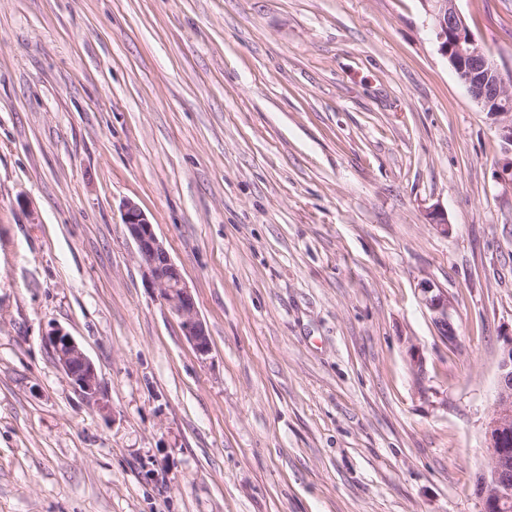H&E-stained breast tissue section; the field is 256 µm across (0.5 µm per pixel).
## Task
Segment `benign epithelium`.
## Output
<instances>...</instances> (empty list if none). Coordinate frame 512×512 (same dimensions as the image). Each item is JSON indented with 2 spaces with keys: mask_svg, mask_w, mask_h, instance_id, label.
<instances>
[{
  "mask_svg": "<svg viewBox=\"0 0 512 512\" xmlns=\"http://www.w3.org/2000/svg\"><path fill=\"white\" fill-rule=\"evenodd\" d=\"M439 51L459 74L470 97L484 109H493L497 137L504 149L512 148V114L496 108L508 95L497 65L482 47L459 11L456 0H433L426 7ZM122 224L133 240L146 280L158 292L163 305L177 317L195 353L202 359L212 350L211 339L180 268L157 237L153 224L133 201L123 205ZM422 302L441 336L456 338L448 292L429 280L418 284ZM56 361L66 376L87 398L101 392V381L93 362L75 339L61 329L48 336ZM486 467L478 477L476 495L480 512L512 509V340L503 352L494 411L486 424Z\"/></svg>",
  "mask_w": 512,
  "mask_h": 512,
  "instance_id": "7a95c632",
  "label": "benign epithelium"
}]
</instances>
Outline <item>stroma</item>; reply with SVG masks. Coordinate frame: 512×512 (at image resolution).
Returning a JSON list of instances; mask_svg holds the SVG:
<instances>
[{
	"mask_svg": "<svg viewBox=\"0 0 512 512\" xmlns=\"http://www.w3.org/2000/svg\"><path fill=\"white\" fill-rule=\"evenodd\" d=\"M456 4L512 77V0ZM505 159L420 0H0V512H479ZM129 200L207 359L143 276ZM122 223L133 240L146 280L163 305L177 317L188 342L200 359L211 353L210 336L180 268L157 237L153 224L133 201L123 205ZM422 302L431 313V318L441 336L448 340L456 338L452 322V305L448 299V292L437 287L429 280H421L418 284ZM56 361L66 376L86 398H95L101 392V381L93 362L75 339L61 329L48 336Z\"/></svg>",
	"mask_w": 512,
	"mask_h": 512,
	"instance_id": "obj_1",
	"label": "stroma"
}]
</instances>
